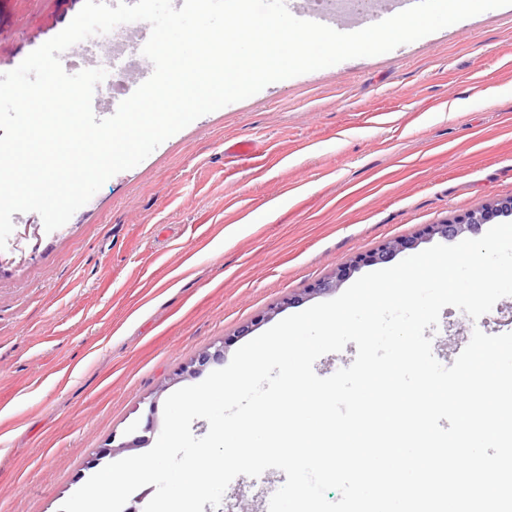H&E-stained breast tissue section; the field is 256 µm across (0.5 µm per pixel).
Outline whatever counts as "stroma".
Masks as SVG:
<instances>
[{"mask_svg":"<svg viewBox=\"0 0 512 512\" xmlns=\"http://www.w3.org/2000/svg\"><path fill=\"white\" fill-rule=\"evenodd\" d=\"M84 0H0V73ZM249 141L247 154L230 147ZM512 198V5L390 52L277 81L207 113L108 179L36 247L13 214L0 268V512H59L109 463L150 450L178 369L225 358L390 240ZM292 305H285V298ZM512 332V296L426 329L454 363ZM283 476L241 475L203 512H268Z\"/></svg>","mask_w":512,"mask_h":512,"instance_id":"35a3bbf8","label":"stroma"}]
</instances>
